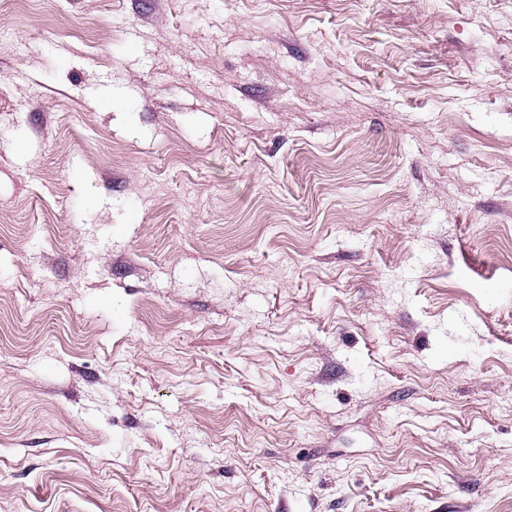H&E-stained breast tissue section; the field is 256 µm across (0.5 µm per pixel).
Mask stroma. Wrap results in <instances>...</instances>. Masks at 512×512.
Here are the masks:
<instances>
[{
	"label": "stroma",
	"instance_id": "stroma-1",
	"mask_svg": "<svg viewBox=\"0 0 512 512\" xmlns=\"http://www.w3.org/2000/svg\"><path fill=\"white\" fill-rule=\"evenodd\" d=\"M0 512H512V0H0Z\"/></svg>",
	"mask_w": 512,
	"mask_h": 512
}]
</instances>
